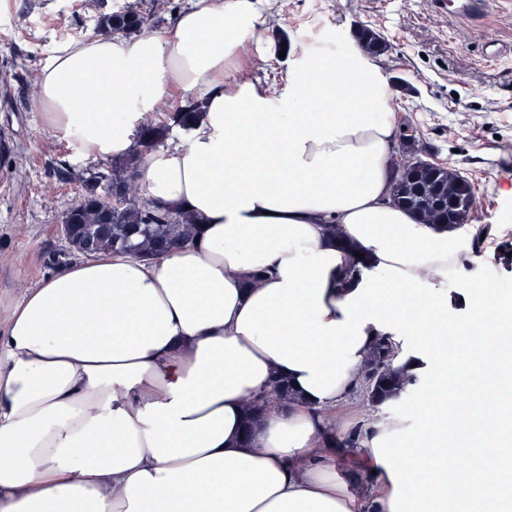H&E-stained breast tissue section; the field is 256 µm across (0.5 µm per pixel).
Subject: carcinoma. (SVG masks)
<instances>
[{
	"instance_id": "obj_1",
	"label": "carcinoma",
	"mask_w": 512,
	"mask_h": 512,
	"mask_svg": "<svg viewBox=\"0 0 512 512\" xmlns=\"http://www.w3.org/2000/svg\"><path fill=\"white\" fill-rule=\"evenodd\" d=\"M98 27L131 36L146 32L148 22L138 6L130 5L100 17ZM198 109L199 100L189 99L168 114V121L147 124L139 131L138 151L112 159L109 173L93 174L85 193L64 219L70 227L69 247L73 251L89 247L97 254L112 252L151 258L175 247L193 244L196 229L190 216L129 195L127 186L138 178L144 155L165 145L170 129L187 126ZM101 224L112 225L111 234H98ZM410 383L412 379L392 368L386 369L365 382L366 394L371 403L379 404L404 391Z\"/></svg>"
}]
</instances>
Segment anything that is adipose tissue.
Wrapping results in <instances>:
<instances>
[{"mask_svg": "<svg viewBox=\"0 0 512 512\" xmlns=\"http://www.w3.org/2000/svg\"><path fill=\"white\" fill-rule=\"evenodd\" d=\"M263 23L252 0H192L168 36L78 40L42 67L45 124L84 159L132 153L172 92L203 98L138 185L199 234L148 261L77 260L11 311L0 512H512L497 451L512 312L485 281L448 294L491 261L459 247L478 225L394 203L392 96L357 47L296 57L274 96L238 79ZM386 338L422 397L354 419ZM340 433L364 464H337Z\"/></svg>", "mask_w": 512, "mask_h": 512, "instance_id": "adipose-tissue-1", "label": "adipose tissue"}]
</instances>
